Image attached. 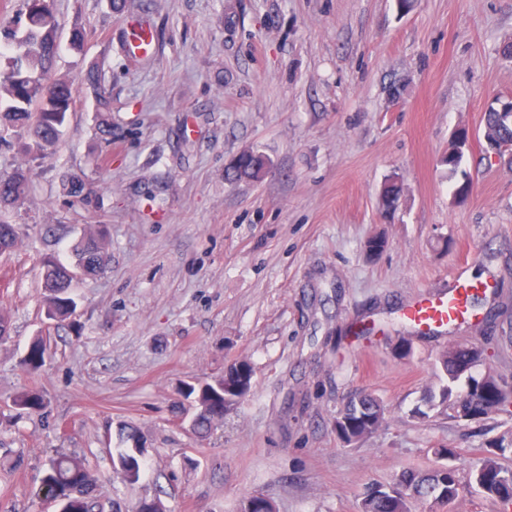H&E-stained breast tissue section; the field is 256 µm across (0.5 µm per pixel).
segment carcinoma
<instances>
[{"instance_id":"cac0c4a2","label":"carcinoma","mask_w":512,"mask_h":512,"mask_svg":"<svg viewBox=\"0 0 512 512\" xmlns=\"http://www.w3.org/2000/svg\"><path fill=\"white\" fill-rule=\"evenodd\" d=\"M30 0H23L26 17L24 34L17 36L14 21H0V60L6 69L0 71V114L8 118L18 137L28 140V149L46 157L59 142L75 105L73 85L66 79L51 76L53 60L58 50V22L51 6L42 10L29 7ZM81 84L94 95L97 111L112 112V90L107 88L103 69L94 63L81 73ZM483 136L498 142L512 141V116L507 112H486L483 116ZM269 166L268 158L253 150L236 155L227 167L225 179L230 183L257 181ZM402 188L394 180L384 185L379 205L382 212H394L399 204ZM25 198V175L21 170L0 172V206H14ZM20 239L15 225L0 218V254L16 249ZM76 264L71 267L54 257L42 262L44 288L43 305L47 318L64 321L74 309L72 287L74 269L82 268L88 277L104 274L108 268V226L93 225L74 247ZM46 345L38 338L32 342L24 358V365L36 370L42 366ZM485 350L476 344H451L438 357L442 372L439 391H428L424 407H416L412 416L425 417L431 410L455 420L483 421L512 405V383L503 378L473 376V369L483 361ZM252 373L227 367L224 378L213 383L200 382L186 387V397L197 405L195 430L206 434L215 427V421L224 418V411L234 410L224 406V397L245 395L251 388ZM14 405L22 410L36 412L43 408L44 399L37 392L23 391L14 398ZM385 407L374 395L367 392L355 394L338 413L335 426L338 436L346 444H357L373 435L384 420ZM142 439L139 430L130 425H120L118 433V458L132 457V445ZM506 447L498 443L496 451L484 457L471 471L470 484L486 499L512 503V468L500 464L498 454ZM94 477L84 462L76 456L58 453L49 459L46 473L38 492L52 497L56 491L76 490L80 496L72 498L68 512H89L86 494ZM460 479L457 469L447 478L441 477L437 468L428 471L406 470L390 485L396 496L385 497L380 487H370L361 499V512H410L411 500L435 502L446 491L451 498L458 497Z\"/></svg>"}]
</instances>
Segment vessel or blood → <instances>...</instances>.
I'll use <instances>...</instances> for the list:
<instances>
[{"mask_svg": "<svg viewBox=\"0 0 512 512\" xmlns=\"http://www.w3.org/2000/svg\"><path fill=\"white\" fill-rule=\"evenodd\" d=\"M474 290V284L464 272H457L447 290L407 306L402 311V318L419 330L435 334L451 326L473 323L470 296Z\"/></svg>", "mask_w": 512, "mask_h": 512, "instance_id": "1", "label": "vessel or blood"}]
</instances>
